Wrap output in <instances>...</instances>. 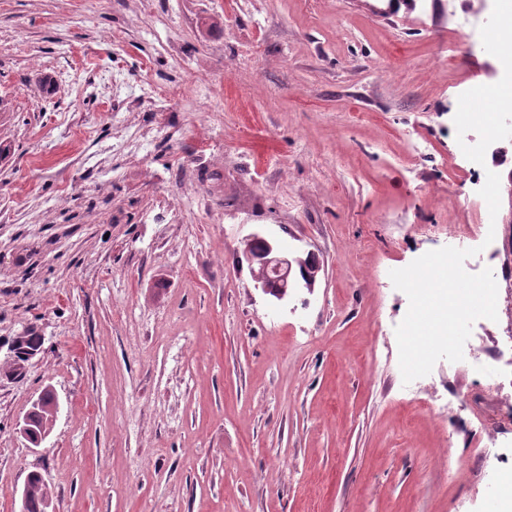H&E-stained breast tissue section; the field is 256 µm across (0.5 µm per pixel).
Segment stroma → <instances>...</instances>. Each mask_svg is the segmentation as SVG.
<instances>
[{
    "label": "stroma",
    "instance_id": "stroma-1",
    "mask_svg": "<svg viewBox=\"0 0 512 512\" xmlns=\"http://www.w3.org/2000/svg\"><path fill=\"white\" fill-rule=\"evenodd\" d=\"M482 6L0 0V512L34 472L53 512L489 499L474 443L512 422L457 362L403 392L389 276L488 211L453 132ZM254 232L313 251L314 290H256ZM47 387L35 446L18 424ZM42 341V336L36 334L35 331H28L24 336H19L14 348L15 359L10 365V368H13V371L21 369V363L28 359L25 355L31 351H37L40 348ZM42 398H43V405H41V407H39L37 409V411H38L37 413L33 414L32 422L30 424V426L36 431H40V427L43 426L44 422H46V420L49 416V412L44 408V406L48 405L51 402V398H52L51 391H49V390L45 391L44 397H43V394L40 395L38 400H36L34 402V405L39 406L42 403ZM57 411H58V402H57L56 397L54 396L53 400H52V404H51V416L49 417L48 421L46 422V424L43 428L42 435L34 444H36V445L39 444L46 436L49 435V433L51 432V430L53 428Z\"/></svg>",
    "mask_w": 512,
    "mask_h": 512
}]
</instances>
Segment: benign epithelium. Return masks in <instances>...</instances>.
Segmentation results:
<instances>
[{
  "label": "benign epithelium",
  "mask_w": 512,
  "mask_h": 512,
  "mask_svg": "<svg viewBox=\"0 0 512 512\" xmlns=\"http://www.w3.org/2000/svg\"><path fill=\"white\" fill-rule=\"evenodd\" d=\"M242 252L259 270L253 277L254 287L275 303L287 301L294 289L313 290L321 271L312 251H290L276 239L258 232L242 240Z\"/></svg>",
  "instance_id": "7a95c632"
}]
</instances>
